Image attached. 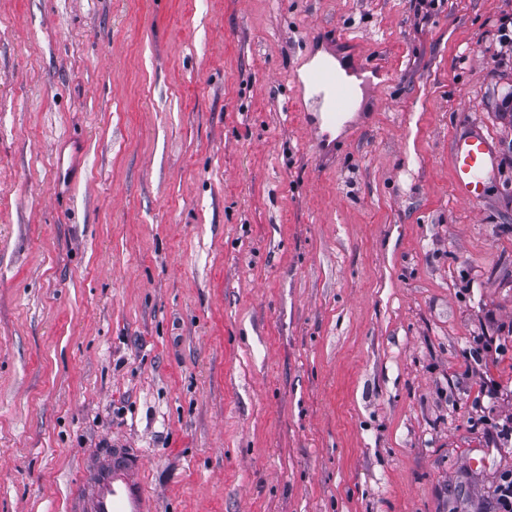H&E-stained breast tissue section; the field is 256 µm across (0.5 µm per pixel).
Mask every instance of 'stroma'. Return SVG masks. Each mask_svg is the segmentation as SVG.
<instances>
[{"instance_id":"stroma-1","label":"stroma","mask_w":512,"mask_h":512,"mask_svg":"<svg viewBox=\"0 0 512 512\" xmlns=\"http://www.w3.org/2000/svg\"><path fill=\"white\" fill-rule=\"evenodd\" d=\"M331 28L377 68L322 159ZM510 90L512 0H0V512H65L115 438L162 512H493ZM336 69L344 73L337 61L336 67L324 61L310 70L308 84L317 92L316 99L320 101L323 112L299 113L302 124L309 129V142L320 158L336 154V139L330 140L329 130L336 129V123L341 120L353 97L352 88L340 78ZM312 117L315 118L314 124L311 123ZM322 129L325 131L321 132ZM450 166L456 196L464 201L482 198L487 176L494 167L487 136L473 131L456 138L450 153Z\"/></svg>"}]
</instances>
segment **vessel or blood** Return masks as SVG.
<instances>
[{"label":"vessel or blood","instance_id":"1","mask_svg":"<svg viewBox=\"0 0 512 512\" xmlns=\"http://www.w3.org/2000/svg\"><path fill=\"white\" fill-rule=\"evenodd\" d=\"M308 84L323 109L315 114L302 113V123L309 128L310 143L318 156L335 154L336 143L329 132L341 120L353 90L327 62L310 70ZM450 166L457 197L465 201L482 198L494 167L487 136L474 131L456 138ZM82 468L86 477L72 487L67 512H158L146 486L147 460L141 449L115 442L83 459Z\"/></svg>","mask_w":512,"mask_h":512}]
</instances>
